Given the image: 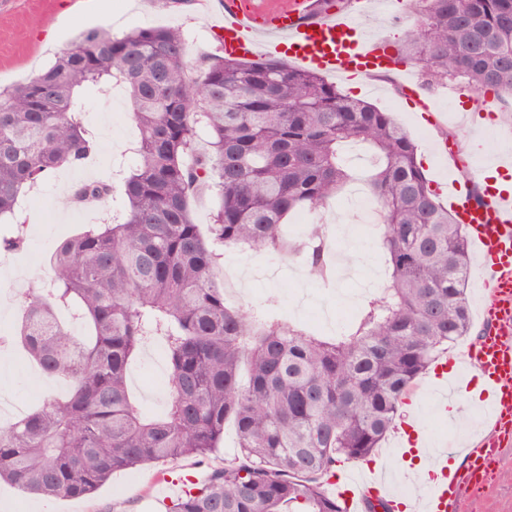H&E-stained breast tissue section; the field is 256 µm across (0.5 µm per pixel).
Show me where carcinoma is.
Segmentation results:
<instances>
[{
	"mask_svg": "<svg viewBox=\"0 0 512 512\" xmlns=\"http://www.w3.org/2000/svg\"><path fill=\"white\" fill-rule=\"evenodd\" d=\"M417 2L405 43L424 73L512 97V0ZM115 84L138 129L123 206L62 240L24 300L13 341L69 389L0 426V478L46 498H86L118 471L206 461L231 421L240 456L170 512H342L324 492L336 464L375 454L417 379L473 331L464 227L390 113L283 60L193 58L175 26L88 31L0 89V224L18 223L26 192L99 151L86 101ZM350 142L370 151L368 168L349 166ZM356 182L379 208L387 269L343 333L316 337L269 304L226 301L224 246L297 257L327 278V224L293 239L282 226ZM202 192L216 200L206 231L190 207ZM112 201V185L84 181L61 203ZM155 340L168 401L149 418L128 373Z\"/></svg>",
	"mask_w": 512,
	"mask_h": 512,
	"instance_id": "1",
	"label": "carcinoma"
}]
</instances>
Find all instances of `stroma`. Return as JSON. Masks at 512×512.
<instances>
[{
    "instance_id": "stroma-1",
    "label": "stroma",
    "mask_w": 512,
    "mask_h": 512,
    "mask_svg": "<svg viewBox=\"0 0 512 512\" xmlns=\"http://www.w3.org/2000/svg\"><path fill=\"white\" fill-rule=\"evenodd\" d=\"M212 18L195 0L181 7L166 6L163 0H0V86L9 87L24 81L33 72L48 66L60 50L81 33L108 23L120 34L145 26L181 27L193 53H211L216 43L210 34ZM417 21L414 11L405 4L381 8L365 20L372 35L386 40L393 50H400L404 32ZM346 93H358L360 99L389 112L413 138L417 156L426 175L439 168L455 172L472 166L482 155H493L512 147L507 132L512 129V100L495 101L497 123L486 118L484 104L475 102L474 94L463 85L451 82L430 85L426 96L436 106L424 112L395 92L388 82L369 85L340 82ZM85 119L100 143L99 161L80 170L56 171L40 191L29 194L22 202L19 218L25 224L27 249L20 252L0 250V334L17 327L25 292L39 284L48 271L53 245L90 224L101 223L104 213L97 206L62 207L65 188L86 179L112 177L121 161L129 160L130 148L137 137L123 92L111 98H90ZM455 143L457 150L447 159L437 158L434 148L442 140ZM223 261L237 272L243 302L257 304L269 296L287 300L291 291L305 286L319 289L312 277L303 281L283 279L271 282L262 271L272 265V257L263 253L240 254L225 249ZM434 377L426 372L401 404V413L417 412L421 433L435 442L459 441L458 422L436 412L434 396L427 389ZM64 395L65 386L48 388L30 362L16 352H0V398L30 410L48 391ZM233 426H226L224 439L210 460L202 464L186 459L159 462L138 469L119 471L89 499L36 500L12 486L0 484V512H165L166 502L149 498V479L158 473L177 478L193 475L205 478L210 468L234 460L238 450ZM495 475L486 490L463 494V512H512V445L502 448L494 465Z\"/></svg>"
}]
</instances>
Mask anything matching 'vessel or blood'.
I'll return each instance as SVG.
<instances>
[{"label":"vessel or blood","mask_w":512,"mask_h":512,"mask_svg":"<svg viewBox=\"0 0 512 512\" xmlns=\"http://www.w3.org/2000/svg\"><path fill=\"white\" fill-rule=\"evenodd\" d=\"M221 6L214 26L229 56L253 57L270 44L300 67L357 81L397 65L389 46L365 30L362 9H339L333 0H284L267 13L259 11L255 0H221ZM443 192L457 222L469 231L481 272L479 312L485 329L454 372L437 368L438 406L447 409L476 372L489 422L473 441L434 449L435 468L421 483L422 512H457L461 490L483 487L501 448L512 444V192L490 184L476 201L454 176ZM458 454L466 458L460 473L448 468L449 458ZM348 482L349 490L336 492L347 512H367L369 501L379 499L396 512L394 495L383 490L384 473L359 470Z\"/></svg>","instance_id":"1"}]
</instances>
